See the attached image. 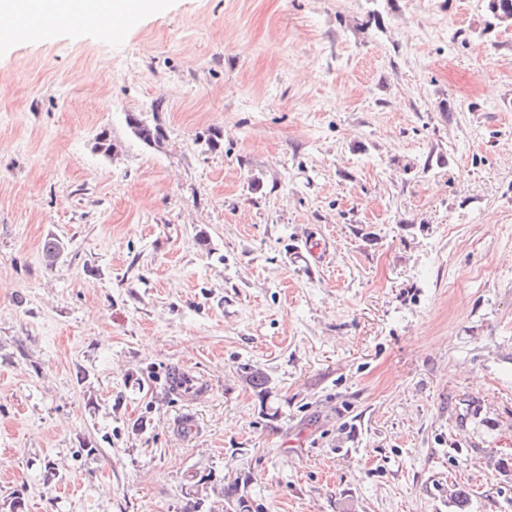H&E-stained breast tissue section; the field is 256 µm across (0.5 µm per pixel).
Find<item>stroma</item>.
I'll return each mask as SVG.
<instances>
[{
	"instance_id": "35a3bbf8",
	"label": "stroma",
	"mask_w": 512,
	"mask_h": 512,
	"mask_svg": "<svg viewBox=\"0 0 512 512\" xmlns=\"http://www.w3.org/2000/svg\"><path fill=\"white\" fill-rule=\"evenodd\" d=\"M488 21L160 0L120 44H0V512H234L230 482L251 512H457L454 486L512 512V25ZM129 125L134 135L144 144L160 146L166 138L162 127L157 123L151 124L133 117L129 119Z\"/></svg>"
}]
</instances>
